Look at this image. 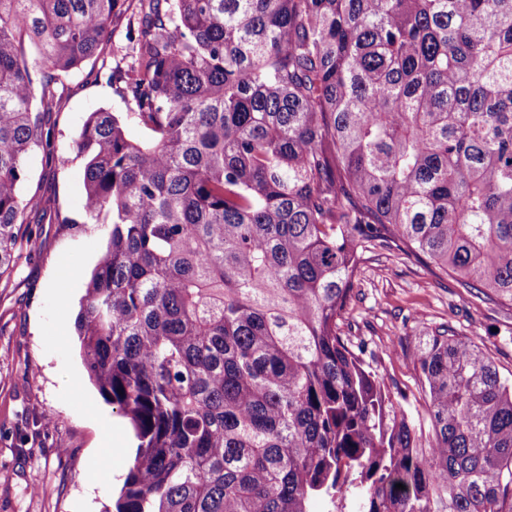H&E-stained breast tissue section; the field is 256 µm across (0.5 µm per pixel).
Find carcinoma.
Wrapping results in <instances>:
<instances>
[{
    "label": "carcinoma",
    "instance_id": "obj_1",
    "mask_svg": "<svg viewBox=\"0 0 512 512\" xmlns=\"http://www.w3.org/2000/svg\"><path fill=\"white\" fill-rule=\"evenodd\" d=\"M129 11L152 136L76 141L112 225L77 335L139 440L115 512H512V372L442 325L413 417L342 330L376 249L512 305V0H0V279L57 85Z\"/></svg>",
    "mask_w": 512,
    "mask_h": 512
}]
</instances>
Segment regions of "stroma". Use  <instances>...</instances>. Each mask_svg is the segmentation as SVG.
I'll list each match as a JSON object with an SVG mask.
<instances>
[{"mask_svg":"<svg viewBox=\"0 0 512 512\" xmlns=\"http://www.w3.org/2000/svg\"><path fill=\"white\" fill-rule=\"evenodd\" d=\"M127 18L112 33L100 77L82 65L63 77L54 127L55 162L30 156L24 193L45 218L30 224L38 256L0 280V512H113L135 454L128 421L90 381L75 320L109 227L84 218V166L76 141L90 112L134 106L122 94L130 60ZM67 216V223L56 220ZM344 330L373 369L416 394V339L441 324L474 338L502 372L512 371V306L483 303L453 278L398 253H365L353 281ZM112 472L109 485L93 481Z\"/></svg>","mask_w":512,"mask_h":512,"instance_id":"1","label":"stroma"}]
</instances>
